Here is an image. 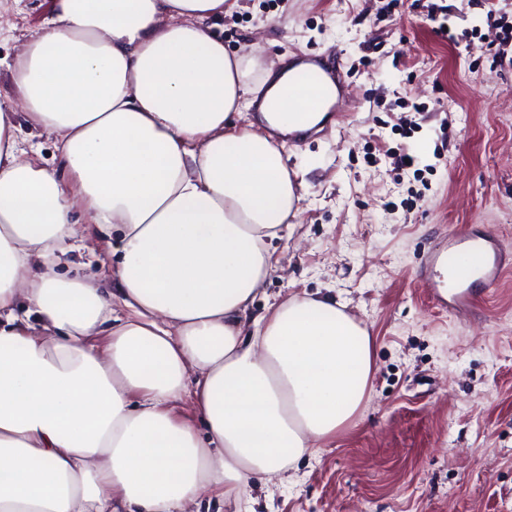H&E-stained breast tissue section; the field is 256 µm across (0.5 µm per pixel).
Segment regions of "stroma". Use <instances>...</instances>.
<instances>
[{
    "label": "stroma",
    "mask_w": 512,
    "mask_h": 512,
    "mask_svg": "<svg viewBox=\"0 0 512 512\" xmlns=\"http://www.w3.org/2000/svg\"><path fill=\"white\" fill-rule=\"evenodd\" d=\"M15 59L52 0H7ZM445 10L453 40L430 11ZM512 0H238L212 20L228 53L257 57L250 84L284 59L339 57L333 119L269 135L302 199L272 245L261 314L330 295L375 343L365 403L349 428L259 494L255 512H512V271L470 283L467 309L437 305L418 274L455 229L495 238L512 259V70L493 61L488 16ZM416 159L403 169V155ZM107 240L86 239L57 271L111 282Z\"/></svg>",
    "instance_id": "1"
}]
</instances>
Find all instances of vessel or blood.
<instances>
[{"label": "vessel or blood", "instance_id": "obj_1", "mask_svg": "<svg viewBox=\"0 0 512 512\" xmlns=\"http://www.w3.org/2000/svg\"><path fill=\"white\" fill-rule=\"evenodd\" d=\"M339 70L330 66L324 60H316L314 67L298 71L293 79L294 86L301 91H313L319 86L320 76L334 77ZM475 246L481 252L480 277L487 284H494L504 273L503 254L494 239L463 236L457 231H449L447 238L435 247L427 256L420 276L428 290L430 298L438 304H449L459 308L472 302L469 290L463 289L457 293H449L448 281L444 277L445 270L455 264L459 248Z\"/></svg>", "mask_w": 512, "mask_h": 512}]
</instances>
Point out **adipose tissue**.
Instances as JSON below:
<instances>
[{"instance_id": "adipose-tissue-1", "label": "adipose tissue", "mask_w": 512, "mask_h": 512, "mask_svg": "<svg viewBox=\"0 0 512 512\" xmlns=\"http://www.w3.org/2000/svg\"><path fill=\"white\" fill-rule=\"evenodd\" d=\"M228 7L53 0L8 67L77 190L22 159L0 97V512L250 504L254 477L317 453L364 402L373 339L344 302L252 312L300 186L271 141L229 129L247 67L203 25ZM335 100L332 81L298 93L283 71L260 110L288 133ZM78 199L117 241L113 287L54 269Z\"/></svg>"}]
</instances>
